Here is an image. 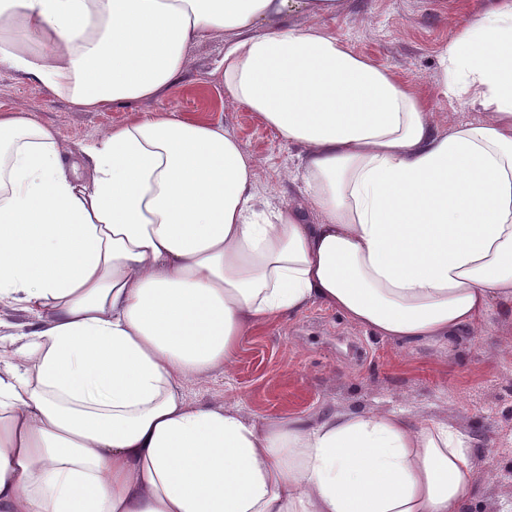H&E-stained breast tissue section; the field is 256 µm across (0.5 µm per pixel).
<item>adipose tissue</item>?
Returning a JSON list of instances; mask_svg holds the SVG:
<instances>
[{"mask_svg": "<svg viewBox=\"0 0 512 512\" xmlns=\"http://www.w3.org/2000/svg\"><path fill=\"white\" fill-rule=\"evenodd\" d=\"M340 0H0V66L76 110L175 89L223 37L228 94L304 147L306 207L258 215L223 124L138 116L75 150L0 113V512H461V434L395 411L263 424L193 402L245 336L318 302L385 339L451 340L512 301V0L462 28L438 130L319 28ZM318 223H309L308 212Z\"/></svg>", "mask_w": 512, "mask_h": 512, "instance_id": "adipose-tissue-1", "label": "adipose tissue"}]
</instances>
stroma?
I'll return each mask as SVG.
<instances>
[{
	"instance_id": "obj_1",
	"label": "stroma",
	"mask_w": 512,
	"mask_h": 512,
	"mask_svg": "<svg viewBox=\"0 0 512 512\" xmlns=\"http://www.w3.org/2000/svg\"><path fill=\"white\" fill-rule=\"evenodd\" d=\"M494 0H343L330 18L298 15L354 53L412 85L440 130L483 120L467 98L442 93L443 55L466 24L488 18ZM224 40L191 49L179 86L152 100L105 112H79L65 98L0 67V110H18L51 125L72 148L141 114L177 112L222 123L253 159L259 200L306 202L303 183L285 181L301 147L289 144L224 92L214 75ZM191 400L239 408L250 419L335 412L404 410L415 422L453 425L467 438L475 467L461 512H512V310L493 304L477 327L452 342L408 344L384 339L315 303L282 322L256 328L238 349L230 373L215 371L189 387Z\"/></svg>"
}]
</instances>
